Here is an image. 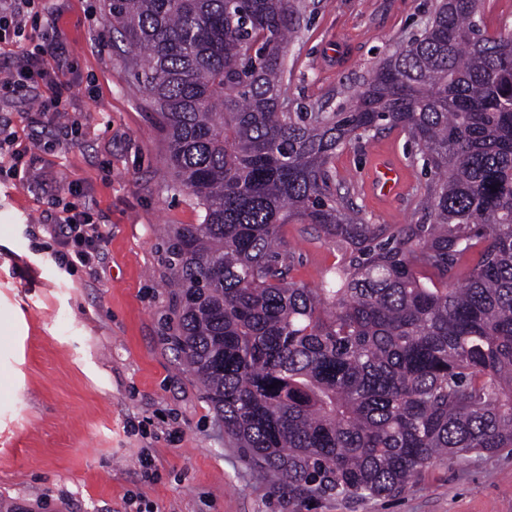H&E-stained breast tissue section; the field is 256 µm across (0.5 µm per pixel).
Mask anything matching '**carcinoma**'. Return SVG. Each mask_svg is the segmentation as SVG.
<instances>
[{"label":"carcinoma","instance_id":"1","mask_svg":"<svg viewBox=\"0 0 512 512\" xmlns=\"http://www.w3.org/2000/svg\"><path fill=\"white\" fill-rule=\"evenodd\" d=\"M483 3L437 0L346 111L292 112L301 0H108L204 209L170 243L177 355L292 506L512 448V30L488 33ZM382 129L427 169L414 224H371L336 188V151ZM292 223L341 253L316 287L290 277Z\"/></svg>","mask_w":512,"mask_h":512}]
</instances>
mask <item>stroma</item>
Segmentation results:
<instances>
[{
	"label": "stroma",
	"instance_id": "stroma-1",
	"mask_svg": "<svg viewBox=\"0 0 512 512\" xmlns=\"http://www.w3.org/2000/svg\"><path fill=\"white\" fill-rule=\"evenodd\" d=\"M436 0H305L285 52L291 111L345 104L398 45L420 33ZM22 37L0 39V71L43 50L46 79L0 98V126L26 153L24 178L0 175V512H292L277 479L244 461L174 355L176 299L167 247L197 224L196 200L174 188L166 142L133 69L112 45L103 0H37ZM71 86L42 113L51 76ZM78 125L75 144L65 133ZM377 152L426 181L405 134L384 131L338 151L334 165L373 224L418 221L414 195L378 204L364 192ZM80 183L70 194V183ZM88 211L108 236L94 270L67 272L51 228L61 203ZM291 276L319 284L339 259L306 224L284 228ZM156 472L145 477L141 451ZM302 512H512V451L437 461L400 494L325 498Z\"/></svg>",
	"mask_w": 512,
	"mask_h": 512
}]
</instances>
